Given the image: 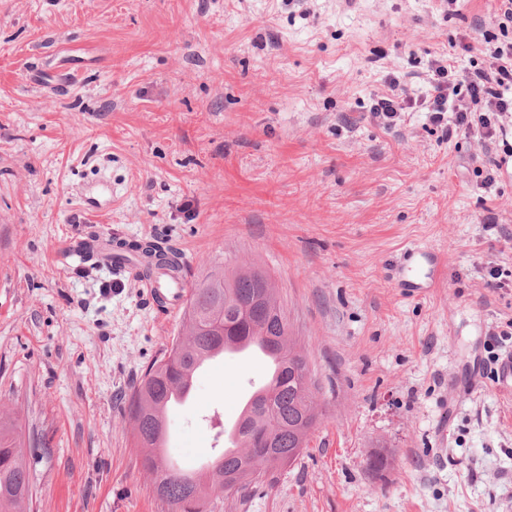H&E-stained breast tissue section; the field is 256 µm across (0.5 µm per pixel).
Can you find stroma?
Segmentation results:
<instances>
[{"mask_svg":"<svg viewBox=\"0 0 512 512\" xmlns=\"http://www.w3.org/2000/svg\"><path fill=\"white\" fill-rule=\"evenodd\" d=\"M0 0V421L33 512H169L133 446L128 399L186 334L137 283L62 265L74 236L150 240L187 261L267 271L320 417L274 484L206 512H512V173L425 113L368 110L489 0ZM80 73L57 85L60 69ZM107 177L111 193L98 180ZM416 243L447 273L421 298L392 260ZM505 285H489L492 269ZM258 361L198 375L171 462H205ZM387 456L374 473L371 457Z\"/></svg>","mask_w":512,"mask_h":512,"instance_id":"35a3bbf8","label":"stroma"}]
</instances>
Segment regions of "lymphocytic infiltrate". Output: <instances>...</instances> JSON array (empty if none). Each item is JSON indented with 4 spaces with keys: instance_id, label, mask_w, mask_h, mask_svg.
<instances>
[{
    "instance_id": "lymphocytic-infiltrate-1",
    "label": "lymphocytic infiltrate",
    "mask_w": 512,
    "mask_h": 512,
    "mask_svg": "<svg viewBox=\"0 0 512 512\" xmlns=\"http://www.w3.org/2000/svg\"><path fill=\"white\" fill-rule=\"evenodd\" d=\"M490 22L497 34H484L481 62L459 70L452 57H433L425 73L427 89L415 94L396 75L375 96L371 117L385 128L403 122L406 113L423 111L445 138L476 140L487 169L497 167L494 151L506 134L503 119L512 113V0H492Z\"/></svg>"
}]
</instances>
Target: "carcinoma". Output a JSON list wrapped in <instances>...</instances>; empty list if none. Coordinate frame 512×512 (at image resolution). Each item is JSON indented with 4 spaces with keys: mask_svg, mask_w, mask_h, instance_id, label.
Masks as SVG:
<instances>
[{
    "mask_svg": "<svg viewBox=\"0 0 512 512\" xmlns=\"http://www.w3.org/2000/svg\"><path fill=\"white\" fill-rule=\"evenodd\" d=\"M121 248L149 265L155 259L163 260L161 247L154 242L132 241ZM185 316L186 338L175 343V349L145 374L132 396L130 419L143 469L155 480L163 478L164 502L180 506L179 512H203L207 491L226 490V479L245 477L253 466L287 464L302 454L318 420L316 386L303 381L309 372L306 357L292 339L288 317L277 304L271 278L263 270L208 274L193 286ZM245 343H257L267 350L273 365L271 377L253 392L241 412L235 452L221 450L212 464L214 470L207 474V483L193 499L194 487L188 482L202 470L177 468L157 451L162 411L197 359L217 346ZM5 432L0 421V512H30V468L21 449L3 443ZM267 432L274 440L273 456L247 457L250 440Z\"/></svg>",
    "mask_w": 512,
    "mask_h": 512,
    "instance_id": "cac0c4a2",
    "label": "carcinoma"
}]
</instances>
